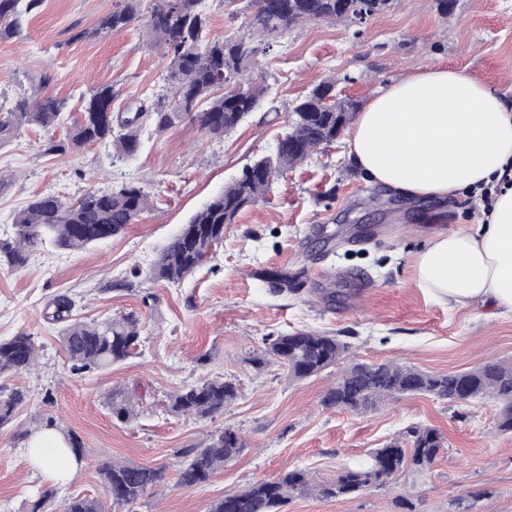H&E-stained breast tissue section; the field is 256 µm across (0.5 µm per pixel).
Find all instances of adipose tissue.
Masks as SVG:
<instances>
[{
  "label": "adipose tissue",
  "instance_id": "adipose-tissue-1",
  "mask_svg": "<svg viewBox=\"0 0 512 512\" xmlns=\"http://www.w3.org/2000/svg\"><path fill=\"white\" fill-rule=\"evenodd\" d=\"M349 154L372 181L423 200L479 194L492 206L477 232L434 234L417 255L419 287L457 307L475 300L512 313V101L445 66L389 84L356 117ZM34 463L64 479L77 465L54 429L34 435Z\"/></svg>",
  "mask_w": 512,
  "mask_h": 512
}]
</instances>
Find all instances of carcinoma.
<instances>
[{"instance_id": "carcinoma-1", "label": "carcinoma", "mask_w": 512, "mask_h": 512, "mask_svg": "<svg viewBox=\"0 0 512 512\" xmlns=\"http://www.w3.org/2000/svg\"><path fill=\"white\" fill-rule=\"evenodd\" d=\"M144 0H123L120 7L102 17L98 24L80 32L79 37L96 39L120 34L145 21L149 43L168 60L167 94L117 114L112 112V86L90 91L82 113L63 139L48 138L43 154L64 156L94 143L112 144L114 155L131 157L139 150L142 133L149 129L161 135L183 118L198 120L212 137L234 130L257 110L266 87L251 74L258 47L236 36L212 37L205 0H152L143 12ZM362 0H251L248 27L260 37L265 48L288 29L307 21L354 20ZM42 0H0V43L22 36V19L36 12ZM336 80L326 78L289 110L286 131L278 138L274 152L247 166L241 176L224 186L182 225L162 249L149 275L169 284H179L205 266L224 243V225L234 223L238 213L264 198L273 181L312 156L317 148L331 145L352 120L358 104L336 103ZM66 101L53 95L22 98L7 109L0 108V146L19 137L28 127L51 131L60 125ZM153 206L144 188L124 183L117 188L92 189L73 201L56 194L33 197L15 215L14 235L0 239V266L11 270L24 267L30 253L45 242L63 250H79L107 241L139 222ZM261 277L279 295L296 293L304 287L305 269L264 270ZM72 300L65 294L52 301L51 320L64 324L61 343L70 370L93 373L120 363L139 346L141 317L134 312L104 320L73 318ZM262 365L276 362L287 370L288 379L300 381L320 374L336 364L348 345L316 330H293L265 338ZM37 346L32 336L21 332L0 341V375L30 370L35 365ZM235 383L208 380L186 385L170 396L169 411L175 415L213 416L238 397ZM426 394L438 399L463 401L493 399L501 404L500 431L512 432V363L486 360L468 370L429 373L393 361L367 365L352 363L329 386L322 403L352 412H363L379 402L399 395ZM26 394L13 389L0 394V427L10 424ZM108 405L112 415L126 422L137 415L134 398L112 391ZM234 442L215 433L198 447L181 451L178 480L183 486L207 482L224 463L245 447L238 432ZM444 437L427 425L407 428L402 437L391 440L371 453L365 467H345L330 482L317 483L307 471L294 469L274 480H257L243 490L215 501L209 512H280L290 495L296 493L324 499H340L382 486L386 465L394 461L400 469L426 471L435 461ZM101 482L121 512H133L134 505L165 480V469L124 461L104 462L98 469ZM61 512H104L102 503L86 495H72Z\"/></svg>"}]
</instances>
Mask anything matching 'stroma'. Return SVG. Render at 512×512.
<instances>
[{
  "mask_svg": "<svg viewBox=\"0 0 512 512\" xmlns=\"http://www.w3.org/2000/svg\"><path fill=\"white\" fill-rule=\"evenodd\" d=\"M120 2L43 0L24 36L0 44V104L21 95L64 99L65 122L53 132L62 138L94 87L111 86L117 111L160 94L165 63L141 29L79 36ZM207 4L212 36L248 35L247 0ZM438 65L512 98V0H456L447 14L437 0H393L363 24L297 25L257 53L254 73L268 87L266 102L221 139L186 118L162 135H143L128 158L113 156L107 143L44 155L48 134L39 128L0 147L1 239L12 236L16 212L45 193L71 200L134 182L154 203L121 236L78 251L47 244L23 269L0 270V340L25 332L39 349L35 370L0 376V390L28 393L15 421L0 428V512H31L49 487L59 503L74 494L107 500L96 467L112 459L166 471L164 485L137 512H208L215 500L293 469L331 480L414 424L444 437L429 470L400 472L345 499L295 495L283 512H402L395 503L401 495L412 512H512V435L497 430V402L402 395L362 413L322 402L351 361H397L432 373L489 358L512 361V313L479 302L449 307L415 279V256L433 232L481 224L474 203L415 200L369 183L349 157L345 131L225 225L224 246L203 269L178 285L147 276L197 210L246 165L273 153L288 108L314 85L335 77L340 97L364 105L390 81ZM286 265L305 268L308 284L296 295L272 294L258 273ZM59 294L74 299L73 314L84 321L139 313L135 355L100 372L72 373L62 326L45 316ZM302 328L346 342L347 360L301 382L289 381L280 364L254 366L266 336ZM212 379L239 389L223 413L169 412L171 394ZM115 389L138 399L131 421L113 418L106 396ZM49 419L85 448L71 478H47L29 460L27 432ZM226 428L241 433L242 452L206 483L180 485V450Z\"/></svg>",
  "mask_w": 512,
  "mask_h": 512,
  "instance_id": "35a3bbf8",
  "label": "stroma"
}]
</instances>
